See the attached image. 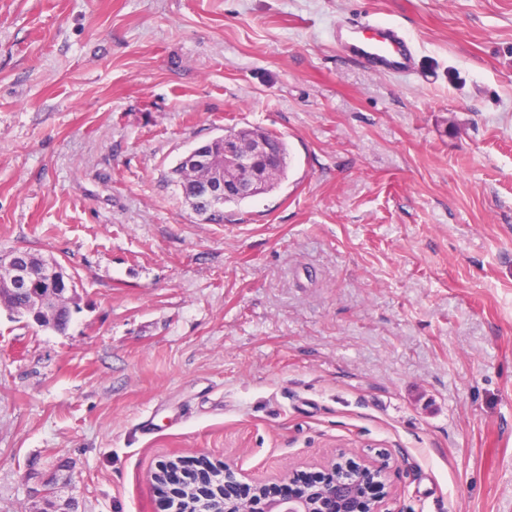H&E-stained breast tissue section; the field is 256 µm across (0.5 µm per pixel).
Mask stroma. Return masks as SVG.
Returning <instances> with one entry per match:
<instances>
[{
	"instance_id": "1",
	"label": "stroma",
	"mask_w": 512,
	"mask_h": 512,
	"mask_svg": "<svg viewBox=\"0 0 512 512\" xmlns=\"http://www.w3.org/2000/svg\"><path fill=\"white\" fill-rule=\"evenodd\" d=\"M364 19L410 74L342 51ZM231 127L287 176L208 224L172 171ZM16 249L79 300L62 333L0 308V512H173L176 456L512 512V0H0ZM337 40L345 51L372 69L392 74L412 70V49L393 23L365 21L342 25Z\"/></svg>"
}]
</instances>
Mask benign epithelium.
Segmentation results:
<instances>
[{
	"instance_id": "1",
	"label": "benign epithelium",
	"mask_w": 512,
	"mask_h": 512,
	"mask_svg": "<svg viewBox=\"0 0 512 512\" xmlns=\"http://www.w3.org/2000/svg\"><path fill=\"white\" fill-rule=\"evenodd\" d=\"M224 138V160L220 161L224 177L207 178L202 181L204 198L213 206L224 202L226 197L240 201L260 193L265 177L260 175L263 159L269 147L259 138H253L250 147L242 146L239 135L227 131ZM188 172L200 173L210 165V159L200 148L184 155ZM34 274L29 262L13 254H0V281L7 278L16 288L24 287ZM209 460H188L182 456L170 459L158 466L152 474L154 493L169 503L196 498L200 501L218 500L224 512H386V501L390 496L387 483L388 465H349L340 470L336 463L324 466L314 477V484L291 491L293 479L280 480L282 491L267 494L268 488L256 484L244 493L236 479V473L219 460L214 466L224 474V482L214 483L206 470Z\"/></svg>"
}]
</instances>
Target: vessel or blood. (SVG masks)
<instances>
[{
  "label": "vessel or blood",
  "instance_id": "b4317fda",
  "mask_svg": "<svg viewBox=\"0 0 512 512\" xmlns=\"http://www.w3.org/2000/svg\"><path fill=\"white\" fill-rule=\"evenodd\" d=\"M337 40L345 51L372 69L392 74L412 69V49L395 24L365 21L344 25L337 31Z\"/></svg>",
  "mask_w": 512,
  "mask_h": 512
}]
</instances>
